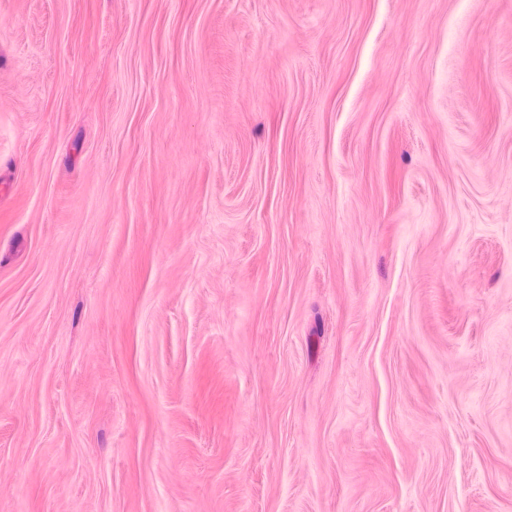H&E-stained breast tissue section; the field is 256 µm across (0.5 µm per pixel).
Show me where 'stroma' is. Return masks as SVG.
Segmentation results:
<instances>
[{"label":"stroma","instance_id":"obj_1","mask_svg":"<svg viewBox=\"0 0 512 512\" xmlns=\"http://www.w3.org/2000/svg\"><path fill=\"white\" fill-rule=\"evenodd\" d=\"M0 512H512V0H0Z\"/></svg>","mask_w":512,"mask_h":512}]
</instances>
